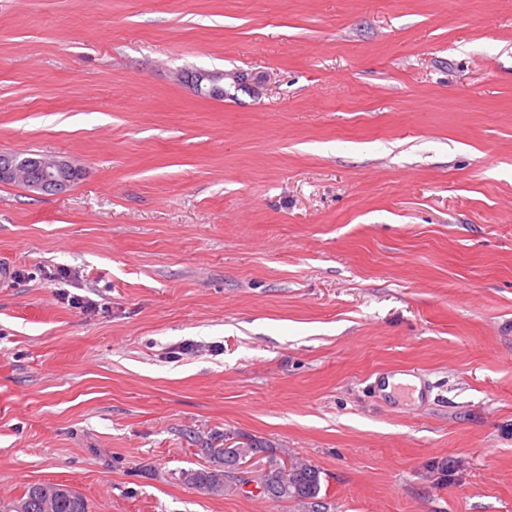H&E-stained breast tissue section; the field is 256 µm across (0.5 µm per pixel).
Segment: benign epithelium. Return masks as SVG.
<instances>
[{
	"label": "benign epithelium",
	"instance_id": "1",
	"mask_svg": "<svg viewBox=\"0 0 512 512\" xmlns=\"http://www.w3.org/2000/svg\"><path fill=\"white\" fill-rule=\"evenodd\" d=\"M22 171L34 174L31 188L52 194L61 193L77 178L78 170L65 160L52 156L39 159L21 157L12 153L0 154V181H11Z\"/></svg>",
	"mask_w": 512,
	"mask_h": 512
}]
</instances>
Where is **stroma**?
<instances>
[{"label": "stroma", "instance_id": "35a3bbf8", "mask_svg": "<svg viewBox=\"0 0 512 512\" xmlns=\"http://www.w3.org/2000/svg\"><path fill=\"white\" fill-rule=\"evenodd\" d=\"M0 152V496L512 512V0H0ZM22 171L33 172L31 188L40 193H61L77 178L78 170L65 160L52 156L39 159L17 154H0V181H12ZM208 448L211 466L206 469L187 470L182 473L185 483L194 488L204 490L211 495H224L229 488L226 479L235 473L241 452L256 456L264 452L263 447L255 442L244 443V448ZM267 467L259 478L260 493L272 500H296L308 505L311 512H320L321 491L319 471L303 462L295 461L289 470L276 456H266Z\"/></svg>", "mask_w": 512, "mask_h": 512}]
</instances>
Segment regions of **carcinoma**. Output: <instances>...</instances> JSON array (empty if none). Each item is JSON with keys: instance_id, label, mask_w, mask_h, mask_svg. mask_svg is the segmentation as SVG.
Wrapping results in <instances>:
<instances>
[{"instance_id": "carcinoma-1", "label": "carcinoma", "mask_w": 512, "mask_h": 512, "mask_svg": "<svg viewBox=\"0 0 512 512\" xmlns=\"http://www.w3.org/2000/svg\"><path fill=\"white\" fill-rule=\"evenodd\" d=\"M256 456L263 447L255 442L244 448H210L211 466L182 473L185 483L211 495H222L228 489L226 479L236 471L241 452ZM267 467L259 478L260 493L272 500H296L319 512L321 491L319 471L303 462L285 469L276 456H267ZM0 512H89L88 504L76 490L62 485L31 484L17 499L0 500Z\"/></svg>"}]
</instances>
